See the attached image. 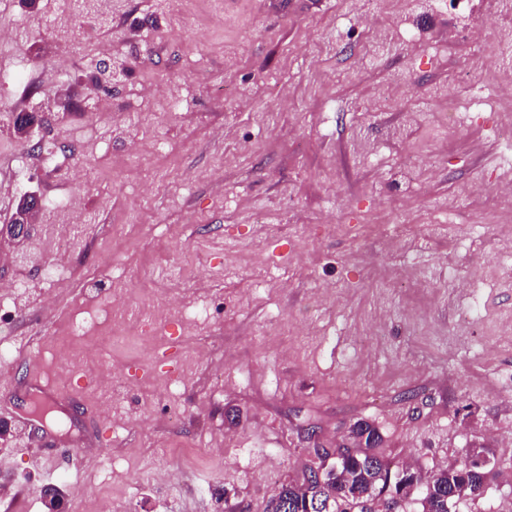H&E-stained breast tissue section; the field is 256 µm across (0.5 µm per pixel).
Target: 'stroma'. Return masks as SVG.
Returning a JSON list of instances; mask_svg holds the SVG:
<instances>
[{"instance_id": "obj_1", "label": "stroma", "mask_w": 512, "mask_h": 512, "mask_svg": "<svg viewBox=\"0 0 512 512\" xmlns=\"http://www.w3.org/2000/svg\"><path fill=\"white\" fill-rule=\"evenodd\" d=\"M96 2L0 0V68L21 53L68 70L32 109L83 212L17 237L20 194L0 187V281L30 284L0 294L17 349L0 369V512H46L48 485L64 512L91 494L112 512H264L360 420L425 475L484 449L486 494L457 512H512L505 6L488 0L476 42L460 35L471 0ZM101 92L115 123L97 119ZM14 100L0 85V168L32 145ZM56 238L71 257L49 288L37 266ZM42 387L57 406L39 445Z\"/></svg>"}]
</instances>
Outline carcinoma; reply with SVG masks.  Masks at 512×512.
Listing matches in <instances>:
<instances>
[{"label":"carcinoma","instance_id":"obj_1","mask_svg":"<svg viewBox=\"0 0 512 512\" xmlns=\"http://www.w3.org/2000/svg\"><path fill=\"white\" fill-rule=\"evenodd\" d=\"M354 447L336 449L331 463L309 469L302 482L289 481L281 485L265 507V512H280L281 502L290 504L291 512H309L319 505L318 512H386L392 493L409 489L422 495L423 512H448V498L456 500L469 493V462L483 454L466 448L449 466L431 472L427 478L406 467L391 468V464L372 452L381 441L377 429L365 422L350 430Z\"/></svg>","mask_w":512,"mask_h":512}]
</instances>
